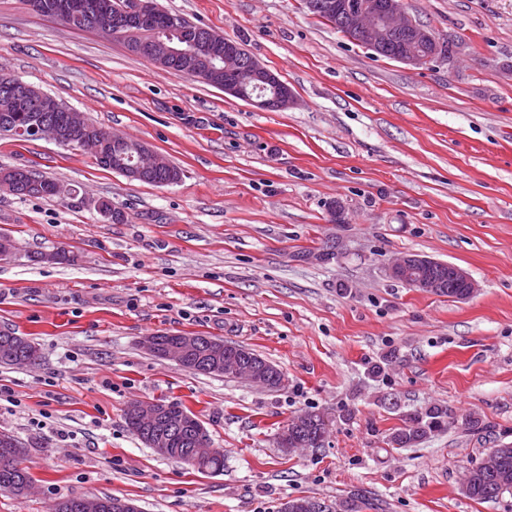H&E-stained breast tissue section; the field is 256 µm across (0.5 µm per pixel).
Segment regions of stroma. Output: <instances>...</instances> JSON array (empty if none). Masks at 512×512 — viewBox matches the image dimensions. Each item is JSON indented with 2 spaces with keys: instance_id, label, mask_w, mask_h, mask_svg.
<instances>
[{
  "instance_id": "35a3bbf8",
  "label": "stroma",
  "mask_w": 512,
  "mask_h": 512,
  "mask_svg": "<svg viewBox=\"0 0 512 512\" xmlns=\"http://www.w3.org/2000/svg\"><path fill=\"white\" fill-rule=\"evenodd\" d=\"M235 40L296 103L266 111L162 69L123 40L0 0V70L182 171L132 182L90 153L0 135V167L30 166L78 197L0 191V330L33 341L35 365L0 366V431L34 478L0 512L118 496L140 512H279L295 497L366 494L379 512H512L468 498L462 472L512 443V0H404L450 44L423 67L380 57L303 0H158ZM111 199L123 222L92 202ZM64 246L65 264L37 255ZM420 253L464 269L466 300L388 278ZM214 336L280 369L278 389L197 374L143 337ZM194 413L223 470L157 455L124 420L130 401ZM456 424L396 448L390 434L432 405ZM304 411L325 446L276 436ZM479 417L490 432L462 431Z\"/></svg>"
}]
</instances>
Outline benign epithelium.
<instances>
[{"instance_id": "7a95c632", "label": "benign epithelium", "mask_w": 512, "mask_h": 512, "mask_svg": "<svg viewBox=\"0 0 512 512\" xmlns=\"http://www.w3.org/2000/svg\"><path fill=\"white\" fill-rule=\"evenodd\" d=\"M96 7L95 14L90 16L92 27L113 37L122 36L126 26L147 25L153 22L158 9L156 0H124L121 5V15L112 16V0H99L92 4L88 0H56V19L65 25H71L72 17L80 12H90ZM317 6L336 11L346 23L351 33L363 39L372 50H378L391 42L395 37L403 35L406 38L408 49L396 57V61L419 67L441 57V46L434 43L431 34L418 25L414 18L404 9L403 0H381L374 4L365 2L353 6L344 3H332L330 0H321ZM169 39L146 42L139 45V50L152 55L156 64L168 67L172 62L180 65L185 75L192 79L201 80L204 74L197 66L201 59L200 50L210 49L218 42L224 44V55L212 56L209 68L226 73H238L248 69L249 79L259 82L260 88L267 86L277 90L269 98H250L252 105L271 111H283L291 105L294 95L280 77L263 66L258 60H252L248 66H243L239 57L241 48L232 40L210 29L204 36L196 31L189 30L182 25L177 16H170L167 21ZM0 92L16 98V107H23L29 112H64L67 114V123L55 125L41 118L32 123L27 132L35 139H50L58 145L69 144L80 150L87 142L93 141L97 148L104 149L109 143L117 141L127 142V139L106 131H92L84 115L73 108L62 107L54 96L29 85L13 76L5 77L0 81ZM131 163L123 167V176L130 181H142L154 173L172 169L171 163L164 160L141 141L131 144ZM34 192L39 183L33 181L28 169L18 167L10 173L0 174V190L15 194L20 187ZM435 260L416 253H405L393 262L387 264L386 274L411 288L424 293L436 294L444 288L443 278L431 275L426 269L433 266ZM448 274L451 278L467 288L460 299L467 300L477 291L475 280L462 268L450 264ZM198 346L197 337L183 334L174 344L166 347L163 359L180 367L184 366L187 358ZM212 371L224 375L229 374L239 380L254 383L258 386H268L270 374L274 367L268 363L256 362L248 357L239 355L237 347L227 341L219 343L210 351ZM131 409L136 415L138 424L149 430V442L146 446L154 448L160 453L169 448V439L163 432L165 425L176 426L181 423L180 418L169 413V408L156 401L134 402Z\"/></svg>"}]
</instances>
